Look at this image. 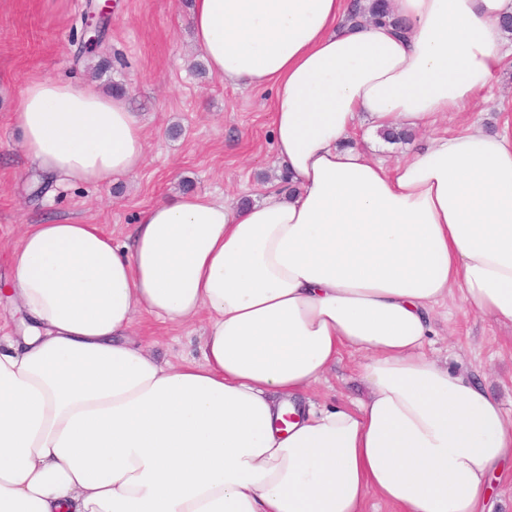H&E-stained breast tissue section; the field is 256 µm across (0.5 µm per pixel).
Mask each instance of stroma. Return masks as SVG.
<instances>
[{
  "mask_svg": "<svg viewBox=\"0 0 512 512\" xmlns=\"http://www.w3.org/2000/svg\"><path fill=\"white\" fill-rule=\"evenodd\" d=\"M189 0H0V284L6 253L29 224L57 217L99 225L124 243L142 210L190 187L230 202L257 201L276 188L282 169L272 141L271 90L231 87L198 71ZM102 19V43L86 50L91 13ZM51 77L104 93L121 88L148 135V159L135 175L109 186L54 183L34 193L35 171L21 152L13 108L28 82ZM472 114L494 132L512 116V64L497 74L490 97ZM200 330H171L139 318L137 335L158 360L201 361ZM429 353L452 369H470L512 418V328L454 308L438 317ZM358 356L347 355L311 398L317 405L353 401L363 392Z\"/></svg>",
  "mask_w": 512,
  "mask_h": 512,
  "instance_id": "1",
  "label": "stroma"
}]
</instances>
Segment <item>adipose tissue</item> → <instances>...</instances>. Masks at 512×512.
I'll return each instance as SVG.
<instances>
[{
  "label": "adipose tissue",
  "instance_id": "obj_1",
  "mask_svg": "<svg viewBox=\"0 0 512 512\" xmlns=\"http://www.w3.org/2000/svg\"><path fill=\"white\" fill-rule=\"evenodd\" d=\"M193 0L212 75L274 92L291 180L256 203L180 193L123 245L29 225L8 255L22 333L0 324V512H484L512 419L425 345L458 295L512 326V125L471 117L390 164L355 142L434 129L512 59V0ZM48 177L108 185L147 160L125 95L54 78L15 104ZM204 321L202 362L160 363L138 317ZM356 353L365 398L310 389ZM387 2L386 0H374L371 1L369 6H365L362 1L353 0L350 4L348 21L359 25L364 21L377 23L390 18L386 8Z\"/></svg>",
  "mask_w": 512,
  "mask_h": 512
}]
</instances>
